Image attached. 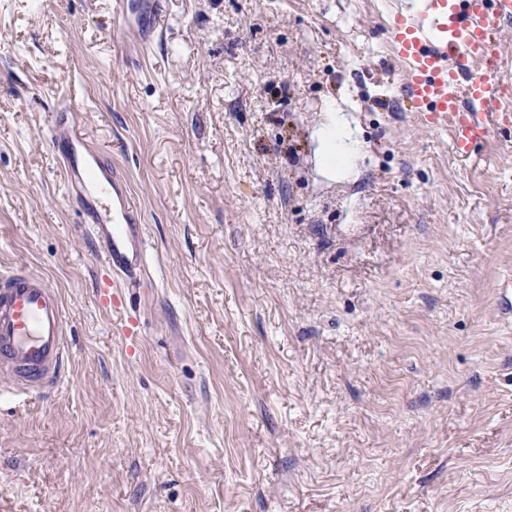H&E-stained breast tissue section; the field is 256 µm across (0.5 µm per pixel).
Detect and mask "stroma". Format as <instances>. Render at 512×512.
I'll return each mask as SVG.
<instances>
[{"mask_svg": "<svg viewBox=\"0 0 512 512\" xmlns=\"http://www.w3.org/2000/svg\"><path fill=\"white\" fill-rule=\"evenodd\" d=\"M395 2L162 0L140 53L109 0H0V269L72 338L0 398V512H512V143L463 160L410 111ZM64 108L144 225L118 309Z\"/></svg>", "mask_w": 512, "mask_h": 512, "instance_id": "stroma-1", "label": "stroma"}]
</instances>
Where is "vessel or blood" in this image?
<instances>
[{"mask_svg": "<svg viewBox=\"0 0 512 512\" xmlns=\"http://www.w3.org/2000/svg\"><path fill=\"white\" fill-rule=\"evenodd\" d=\"M160 0H113L112 20L124 33H142L140 48L162 27ZM512 21V0H406L386 23L402 63V91L432 128L451 133V147L468 158L491 137L512 138V105L497 62V37ZM49 141L62 156L67 200L81 203V221L101 246L108 274L98 290L119 305L118 285L140 286L147 242L125 179L79 130L52 114ZM68 318L59 290L20 265L0 271V380L8 392L42 394L67 373Z\"/></svg>", "mask_w": 512, "mask_h": 512, "instance_id": "1", "label": "vessel or blood"}]
</instances>
